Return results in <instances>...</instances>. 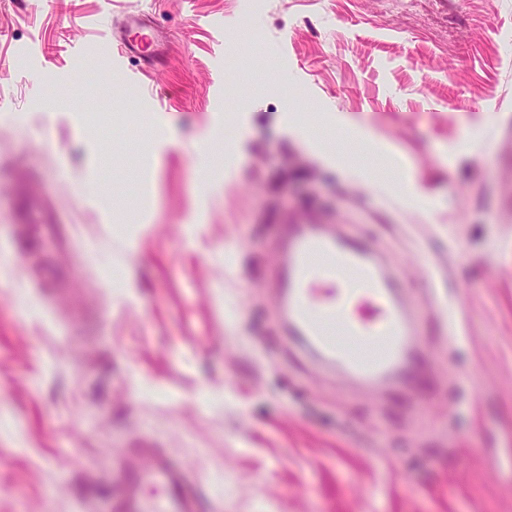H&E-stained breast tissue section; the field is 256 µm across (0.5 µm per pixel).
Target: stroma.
Instances as JSON below:
<instances>
[{
    "instance_id": "stroma-1",
    "label": "stroma",
    "mask_w": 512,
    "mask_h": 512,
    "mask_svg": "<svg viewBox=\"0 0 512 512\" xmlns=\"http://www.w3.org/2000/svg\"><path fill=\"white\" fill-rule=\"evenodd\" d=\"M29 2L0 0V512H107L142 438L209 512H512V0ZM135 18L164 56L109 65ZM29 216L68 244L17 252ZM289 224L385 261L418 384L289 337Z\"/></svg>"
}]
</instances>
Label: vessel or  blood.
<instances>
[{"mask_svg":"<svg viewBox=\"0 0 512 512\" xmlns=\"http://www.w3.org/2000/svg\"><path fill=\"white\" fill-rule=\"evenodd\" d=\"M134 30L118 42V56H155L153 34L139 24ZM277 281L278 308L292 338L324 365L373 389L415 379L416 318L367 247L318 224L292 225ZM124 471V489L110 512H202L197 485L167 455L132 454Z\"/></svg>","mask_w":512,"mask_h":512,"instance_id":"b4317fda","label":"vessel or blood"}]
</instances>
